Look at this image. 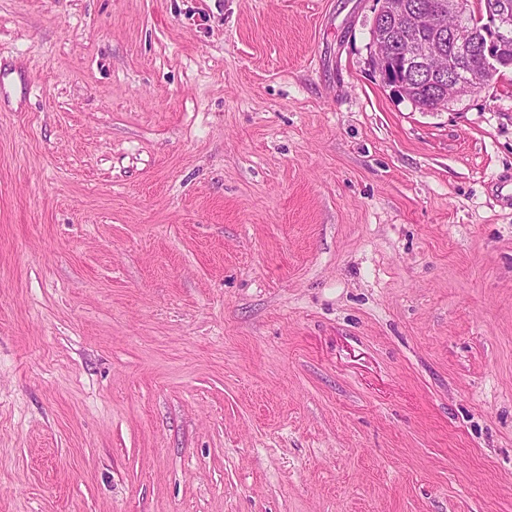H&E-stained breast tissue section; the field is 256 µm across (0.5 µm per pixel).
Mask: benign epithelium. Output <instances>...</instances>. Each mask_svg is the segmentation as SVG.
<instances>
[{
  "instance_id": "obj_1",
  "label": "benign epithelium",
  "mask_w": 512,
  "mask_h": 512,
  "mask_svg": "<svg viewBox=\"0 0 512 512\" xmlns=\"http://www.w3.org/2000/svg\"><path fill=\"white\" fill-rule=\"evenodd\" d=\"M380 2L377 17L395 37L372 35V58L376 73L399 97L419 96L422 87L410 75L426 72L433 54L448 57V79L431 97L430 111L446 108L458 96L459 87L468 93L480 91L500 69L512 65L503 55L505 44L512 40V0H483L478 25L465 20L471 0H437L430 14L408 0ZM418 31L429 33L431 43L406 38ZM475 51L480 53V68L472 72L465 63Z\"/></svg>"
}]
</instances>
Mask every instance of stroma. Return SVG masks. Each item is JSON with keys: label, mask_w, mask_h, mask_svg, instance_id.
Instances as JSON below:
<instances>
[{"label": "stroma", "mask_w": 512, "mask_h": 512, "mask_svg": "<svg viewBox=\"0 0 512 512\" xmlns=\"http://www.w3.org/2000/svg\"><path fill=\"white\" fill-rule=\"evenodd\" d=\"M378 9L0 0V512H512V69ZM408 1L380 0L376 17L397 36L372 34L376 73L397 96L408 100L419 97L422 87L408 76L428 70L432 51L437 58L446 56L447 36L448 79L439 84V90L431 97L433 102L424 111L447 108L448 102L461 94L456 88L464 87L466 93L480 91L501 68L512 65L503 55L505 44L512 40V0H484L480 6V25L465 20L471 12V0H410L419 9H428L437 1L430 14L419 11ZM443 17L453 19L449 31L438 23ZM418 31L429 33L431 44L405 37ZM403 36L398 45L397 40ZM474 51L480 53V68L472 72L465 70L464 65Z\"/></svg>", "instance_id": "obj_1"}]
</instances>
